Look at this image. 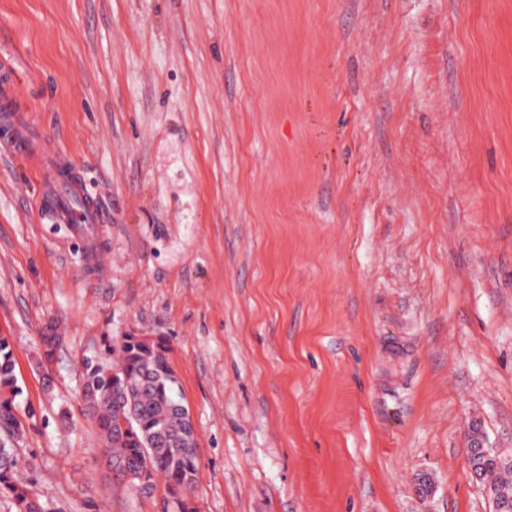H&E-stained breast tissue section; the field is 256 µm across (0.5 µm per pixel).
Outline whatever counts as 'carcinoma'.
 <instances>
[{
  "label": "carcinoma",
  "instance_id": "obj_1",
  "mask_svg": "<svg viewBox=\"0 0 512 512\" xmlns=\"http://www.w3.org/2000/svg\"><path fill=\"white\" fill-rule=\"evenodd\" d=\"M85 411L104 444L112 471L132 486H149L160 477L173 512H197L191 490L198 446L182 394L167 357L166 345L146 336H126L119 348L108 344L98 356L82 360ZM10 341L0 336V494L7 493L16 512H44L40 499L15 476L16 460L8 445L23 433L16 412L20 395ZM472 435V464L493 493H512V456L484 455ZM147 480H140L142 474Z\"/></svg>",
  "mask_w": 512,
  "mask_h": 512
}]
</instances>
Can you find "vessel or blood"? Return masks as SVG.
I'll return each mask as SVG.
<instances>
[{"label": "vessel or blood", "instance_id": "obj_1", "mask_svg": "<svg viewBox=\"0 0 512 512\" xmlns=\"http://www.w3.org/2000/svg\"><path fill=\"white\" fill-rule=\"evenodd\" d=\"M0 126L11 132L9 143L14 151L29 154L33 151V133L28 121L19 113L0 114ZM69 162L60 154L42 158L38 173L43 193L35 202V214L43 224L68 225L73 236L86 238L101 215L96 202L78 189V183L68 172Z\"/></svg>", "mask_w": 512, "mask_h": 512}]
</instances>
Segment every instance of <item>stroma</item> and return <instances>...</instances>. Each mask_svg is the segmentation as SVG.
<instances>
[{"instance_id": "1", "label": "stroma", "mask_w": 512, "mask_h": 512, "mask_svg": "<svg viewBox=\"0 0 512 512\" xmlns=\"http://www.w3.org/2000/svg\"><path fill=\"white\" fill-rule=\"evenodd\" d=\"M41 148L0 139V336L45 512H165L108 467L83 356L162 339L197 512H492L512 453V0H0ZM61 338L50 371L41 337ZM68 160L61 154L41 157L38 173L43 194L35 202V214L42 224H69L75 237L89 238L94 224H101L96 202L78 189L70 174ZM477 431H473L472 445L475 447L481 442ZM482 448L484 455L480 452ZM473 452L472 464L474 465L480 481H485V487L491 489L493 493H498L503 490L512 493V463L509 464V458L512 455L499 453L498 448L486 447L482 442L478 448H470Z\"/></svg>"}]
</instances>
